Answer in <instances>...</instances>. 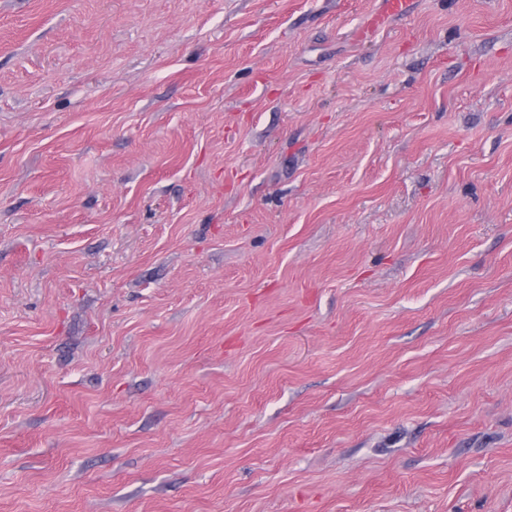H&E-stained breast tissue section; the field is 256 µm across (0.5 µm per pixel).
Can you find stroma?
<instances>
[{
    "label": "stroma",
    "instance_id": "stroma-1",
    "mask_svg": "<svg viewBox=\"0 0 512 512\" xmlns=\"http://www.w3.org/2000/svg\"><path fill=\"white\" fill-rule=\"evenodd\" d=\"M0 0V512H512V0ZM382 10L373 16L369 31L385 25L389 20L403 16L407 11V0H383Z\"/></svg>",
    "mask_w": 512,
    "mask_h": 512
}]
</instances>
